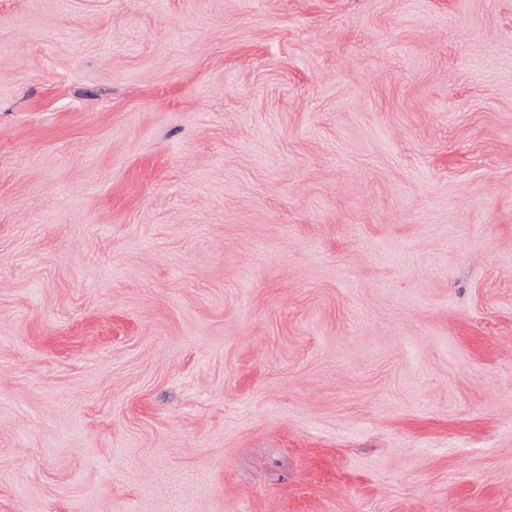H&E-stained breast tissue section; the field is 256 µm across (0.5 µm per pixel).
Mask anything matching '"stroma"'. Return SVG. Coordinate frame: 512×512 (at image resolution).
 <instances>
[{
    "mask_svg": "<svg viewBox=\"0 0 512 512\" xmlns=\"http://www.w3.org/2000/svg\"><path fill=\"white\" fill-rule=\"evenodd\" d=\"M0 512H512V0H0Z\"/></svg>",
    "mask_w": 512,
    "mask_h": 512,
    "instance_id": "obj_1",
    "label": "stroma"
}]
</instances>
